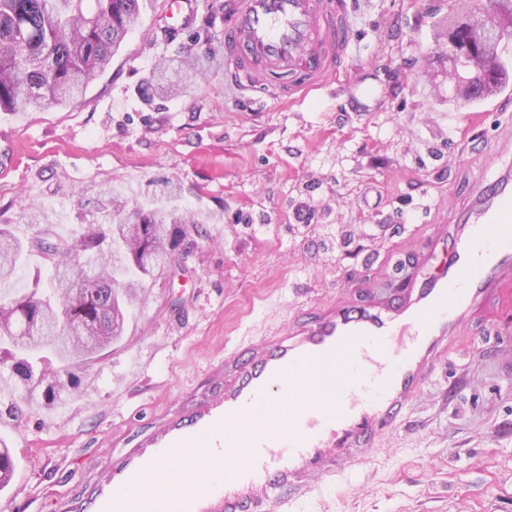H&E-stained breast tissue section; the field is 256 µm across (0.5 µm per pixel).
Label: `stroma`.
Wrapping results in <instances>:
<instances>
[{"mask_svg": "<svg viewBox=\"0 0 512 512\" xmlns=\"http://www.w3.org/2000/svg\"><path fill=\"white\" fill-rule=\"evenodd\" d=\"M354 59L342 89L293 106L249 102L224 78L221 27L140 15L80 103L0 112V224L36 236L34 211L65 237L111 223L92 202L121 192L149 210L213 218L180 266L146 284L123 337L86 368L81 391L8 414L16 472L0 512H60L85 498L113 450L207 386L225 352L273 335L316 302L401 287L458 197L512 135V44L499 93L448 100L438 49L448 0H351ZM199 56L182 94L149 103L161 58ZM367 88L366 111L345 85ZM303 512H512V318L477 313L357 475Z\"/></svg>", "mask_w": 512, "mask_h": 512, "instance_id": "obj_1", "label": "stroma"}]
</instances>
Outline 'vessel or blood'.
Returning <instances> with one entry per match:
<instances>
[{
    "label": "vessel or blood",
    "mask_w": 512,
    "mask_h": 512,
    "mask_svg": "<svg viewBox=\"0 0 512 512\" xmlns=\"http://www.w3.org/2000/svg\"><path fill=\"white\" fill-rule=\"evenodd\" d=\"M170 30L195 19L194 0H166ZM224 76L305 100L333 86L352 59L356 23L345 0H221ZM512 299V166L481 177L446 259L397 296L333 304L228 352L209 392L164 413L72 512H290L332 483L340 459H368L477 310ZM293 408L279 415V403Z\"/></svg>",
    "instance_id": "b4317fda"
}]
</instances>
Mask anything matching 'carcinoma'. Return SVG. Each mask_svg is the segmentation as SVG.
<instances>
[{"mask_svg": "<svg viewBox=\"0 0 512 512\" xmlns=\"http://www.w3.org/2000/svg\"><path fill=\"white\" fill-rule=\"evenodd\" d=\"M501 39H512V0H480ZM139 16V0H0V112H37L78 102L87 84L105 70ZM448 42L482 53L472 30L448 18ZM192 54L163 59L148 97L180 91L164 82L174 65L188 67ZM504 64L492 57L482 73L469 77L463 101L469 105L499 88ZM112 223L70 241L45 224L26 242L0 225V364L9 365L12 391L21 400L55 405L61 388H74L84 365L123 336L127 316L144 301V281L186 258L182 242L202 236L210 216L189 217L179 209L148 211L114 196ZM36 250L52 274L24 276ZM15 471L8 447L0 448V489Z\"/></svg>", "mask_w": 512, "mask_h": 512, "instance_id": "cac0c4a2", "label": "carcinoma"}]
</instances>
